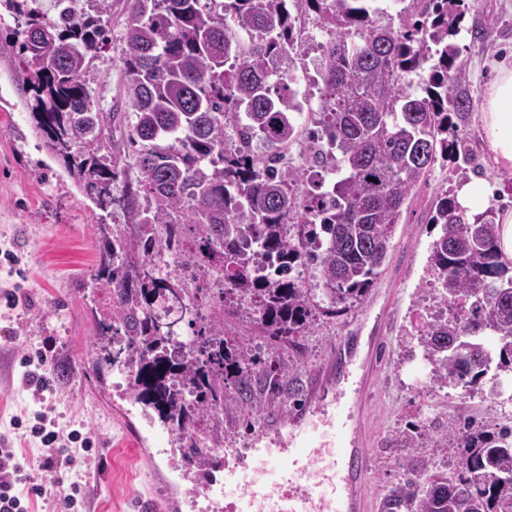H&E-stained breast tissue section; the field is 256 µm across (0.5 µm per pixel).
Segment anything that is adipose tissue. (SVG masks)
<instances>
[{
  "label": "adipose tissue",
  "instance_id": "ef3b65f1",
  "mask_svg": "<svg viewBox=\"0 0 512 512\" xmlns=\"http://www.w3.org/2000/svg\"><path fill=\"white\" fill-rule=\"evenodd\" d=\"M480 122L494 165L512 171V67H496L483 97Z\"/></svg>",
  "mask_w": 512,
  "mask_h": 512
}]
</instances>
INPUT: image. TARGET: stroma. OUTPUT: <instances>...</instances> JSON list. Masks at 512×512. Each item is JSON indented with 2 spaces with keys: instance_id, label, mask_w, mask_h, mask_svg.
I'll list each match as a JSON object with an SVG mask.
<instances>
[{
  "instance_id": "35a3bbf8",
  "label": "stroma",
  "mask_w": 512,
  "mask_h": 512,
  "mask_svg": "<svg viewBox=\"0 0 512 512\" xmlns=\"http://www.w3.org/2000/svg\"><path fill=\"white\" fill-rule=\"evenodd\" d=\"M77 2L99 13L109 36L82 81L105 111L115 113L113 147L120 152L131 113L121 59L126 0ZM467 3L464 29L456 38V63L468 74L472 101L458 129L494 187L493 195L474 204L483 212L512 207L507 189L512 172L494 168L479 122L482 92L494 77V64L512 65V0ZM476 22L492 29L481 44L469 32ZM22 80L17 58L0 55V337L14 336L10 343L0 340V434L10 435L11 417L38 410L37 399L21 384V359L42 351L59 373L48 398L57 429L76 430L93 441L89 452L73 443L77 465L62 475L64 482L82 487L75 512H140L145 501L153 502L157 512H191L188 502L198 490L184 478L187 464L170 431L127 398L125 384L110 376L98 379L90 360L95 318L85 279L99 262L96 227L123 223V184L135 181L137 172L127 168L124 182L112 186L113 204L100 205L45 148L33 116L35 99L23 90ZM463 179L453 161L436 160L426 184L412 194L388 262L368 298L336 316L317 314L302 333L301 352L288 357L308 391L329 368L341 340L382 330L385 341L369 394L353 407L356 437L371 457L367 512H378L383 494L401 477L403 460H440L432 441L435 425L467 416L490 427L511 419L488 393L422 381L429 366L421 350H410L408 344L410 318L435 303L428 260L440 228L427 223L426 216L435 196L457 192ZM14 288L27 300L11 308L5 294ZM422 414L432 419V427L415 448L401 451L398 435Z\"/></svg>"
}]
</instances>
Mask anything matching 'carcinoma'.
Segmentation results:
<instances>
[{"label": "carcinoma", "mask_w": 512, "mask_h": 512, "mask_svg": "<svg viewBox=\"0 0 512 512\" xmlns=\"http://www.w3.org/2000/svg\"><path fill=\"white\" fill-rule=\"evenodd\" d=\"M123 69L134 122L127 135L137 187L122 198L124 224H99L100 262L89 274L104 306L92 337L99 377L128 370L129 398L155 412L175 434L199 475L207 454L197 427L207 413L259 386L274 396L284 370L275 358L300 348L316 311L335 315L369 294L391 249L403 207L426 182L437 156L482 171L454 119L470 110L465 71L455 66L464 0H420L400 17L368 0H301L326 30L314 61L323 89L318 139L302 145L307 167L280 169V148L298 140L302 104L282 77L301 51L286 0H127ZM233 25H224V18ZM21 42L0 53L21 60L50 151L100 202L126 172L112 151V113L100 111L82 83L104 47L100 19L64 8L50 23L16 13ZM256 44L244 50L237 34ZM235 127L237 150L225 129ZM268 153L255 155V136ZM441 225L429 270L450 315L411 334L436 384L475 387L488 377L503 395L512 373V261L498 249L488 213L468 217L457 197L436 199ZM162 226L173 241H192L158 276ZM308 265L306 288L295 265ZM224 272V288H188L183 270ZM185 297L189 346L178 345L158 313V298ZM242 315L271 341L252 352L224 337V321ZM497 337L496 348L485 345ZM438 442L456 449L449 466L403 465L380 512H512V427L449 425Z\"/></svg>", "instance_id": "1"}]
</instances>
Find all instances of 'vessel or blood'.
<instances>
[{"mask_svg":"<svg viewBox=\"0 0 512 512\" xmlns=\"http://www.w3.org/2000/svg\"><path fill=\"white\" fill-rule=\"evenodd\" d=\"M361 380L344 389V399H361ZM342 403L332 411L305 404L279 428L261 426L249 453L224 451V478L238 480L258 463L276 464L279 476L268 488L241 486L243 500L271 501L270 512H365L363 487L371 466L352 439L353 416Z\"/></svg>","mask_w":512,"mask_h":512,"instance_id":"obj_1","label":"vessel or blood"}]
</instances>
